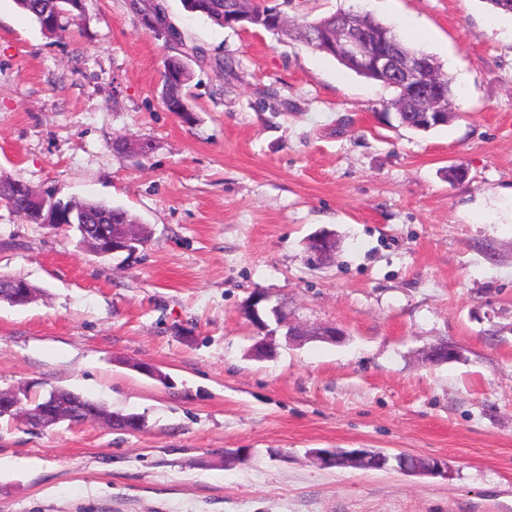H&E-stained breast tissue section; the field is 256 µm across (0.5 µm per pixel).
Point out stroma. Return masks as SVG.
I'll list each match as a JSON object with an SVG mask.
<instances>
[{"label":"stroma","mask_w":512,"mask_h":512,"mask_svg":"<svg viewBox=\"0 0 512 512\" xmlns=\"http://www.w3.org/2000/svg\"><path fill=\"white\" fill-rule=\"evenodd\" d=\"M266 2L297 21L371 12L441 63L454 116L403 127L383 83L181 0H166L181 45L129 0H85L60 39L0 0V174L124 207L150 236L99 258L0 204V277L40 290L0 301V388L68 389L143 421L0 418V512H512V15L486 0ZM173 55L190 68L189 123L159 95ZM141 137L148 156L116 146ZM452 165L466 178L449 181ZM321 230L338 249L316 263ZM258 292L344 341L279 333L273 357H252ZM438 344L460 359L430 362ZM332 448L448 473L320 467L313 451Z\"/></svg>","instance_id":"obj_1"}]
</instances>
